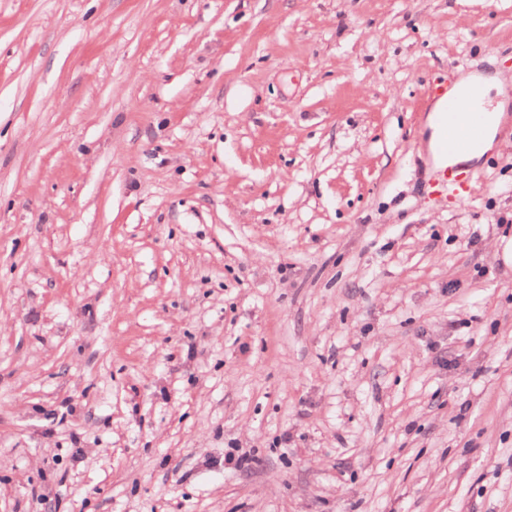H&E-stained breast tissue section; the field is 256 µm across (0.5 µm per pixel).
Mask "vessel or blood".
Here are the masks:
<instances>
[{"label": "vessel or blood", "instance_id": "vessel-or-blood-1", "mask_svg": "<svg viewBox=\"0 0 512 512\" xmlns=\"http://www.w3.org/2000/svg\"><path fill=\"white\" fill-rule=\"evenodd\" d=\"M432 93L441 102L439 121L442 127L436 147L440 164L435 178L442 183L455 184L464 180L466 174L459 166L448 164L447 159L466 153L482 140L485 114L479 104L483 90L478 85L471 87L464 101L449 95L443 85L434 87Z\"/></svg>", "mask_w": 512, "mask_h": 512}]
</instances>
